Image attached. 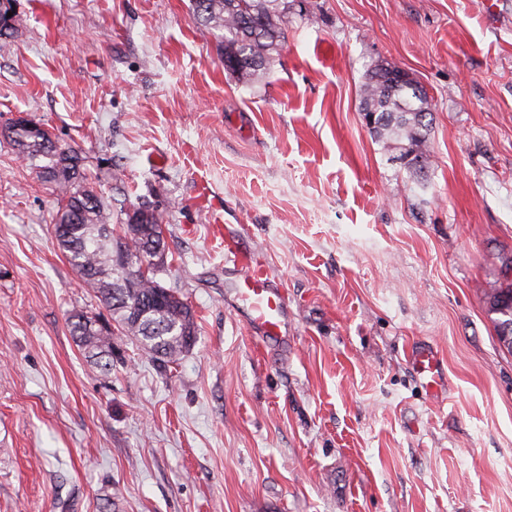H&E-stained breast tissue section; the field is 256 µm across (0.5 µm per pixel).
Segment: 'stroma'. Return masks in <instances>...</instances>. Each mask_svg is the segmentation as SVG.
Returning <instances> with one entry per match:
<instances>
[{
	"label": "stroma",
	"instance_id": "obj_1",
	"mask_svg": "<svg viewBox=\"0 0 512 512\" xmlns=\"http://www.w3.org/2000/svg\"><path fill=\"white\" fill-rule=\"evenodd\" d=\"M242 83L191 0H14L0 39V512H512V352L487 295L512 258V0H289ZM387 64L427 94L428 180L366 126ZM85 158L113 212L165 216L158 279L193 307L177 366L112 332L53 235L54 187L16 116ZM216 224L288 299V344L247 323ZM432 345L431 397L409 360ZM411 357L416 372L427 379L426 386L431 395L442 394L446 379L443 362L437 351L429 346H418L411 349Z\"/></svg>",
	"mask_w": 512,
	"mask_h": 512
}]
</instances>
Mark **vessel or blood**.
Here are the masks:
<instances>
[{
    "instance_id": "b4317fda",
    "label": "vessel or blood",
    "mask_w": 512,
    "mask_h": 512,
    "mask_svg": "<svg viewBox=\"0 0 512 512\" xmlns=\"http://www.w3.org/2000/svg\"><path fill=\"white\" fill-rule=\"evenodd\" d=\"M224 257L241 273L238 285L246 305L249 326L266 338H283L287 301L281 290L273 287L267 263L256 249L244 241L242 235L229 230L224 233ZM411 357L417 373L425 376L431 395L442 394L445 372L437 351L428 346H418L412 348Z\"/></svg>"
}]
</instances>
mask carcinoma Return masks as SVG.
<instances>
[{
	"label": "carcinoma",
	"mask_w": 512,
	"mask_h": 512,
	"mask_svg": "<svg viewBox=\"0 0 512 512\" xmlns=\"http://www.w3.org/2000/svg\"><path fill=\"white\" fill-rule=\"evenodd\" d=\"M196 18L214 31L224 46V69L239 81H248L273 62L285 42L288 5L284 0H191ZM403 71L376 66L361 87L362 111L375 116L374 135L408 157L404 167L421 174L426 158L422 146L430 132L426 94L412 80L399 82ZM11 139L23 160L42 178L52 182L59 202L54 236L60 250L85 285L108 311L107 323L138 340L150 355L175 364L195 344V312L180 292L163 286L154 270L165 267L166 253L157 263L131 274L119 261L145 244L164 246V216L145 204L133 207L139 221L123 222V234L114 235L110 213L87 183L83 158L69 145L53 139L49 130L34 135L13 124ZM489 312L499 343L512 352V266L504 280L488 295ZM100 316L84 311L69 317L78 346L97 368L112 370V332H102Z\"/></svg>",
	"instance_id": "carcinoma-1"
}]
</instances>
